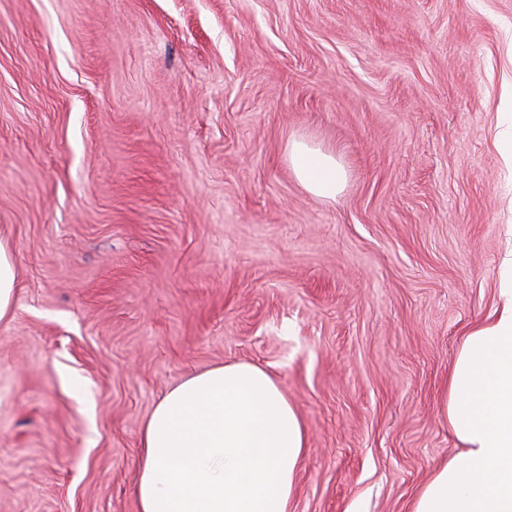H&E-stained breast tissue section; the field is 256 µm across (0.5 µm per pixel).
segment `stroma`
<instances>
[{"label": "stroma", "instance_id": "obj_1", "mask_svg": "<svg viewBox=\"0 0 512 512\" xmlns=\"http://www.w3.org/2000/svg\"><path fill=\"white\" fill-rule=\"evenodd\" d=\"M510 122L512 0H0V512H138L155 404L234 361L305 426L290 512H409L462 451ZM290 160L300 181L315 196L334 199L345 180L343 168L330 154L314 151L303 143H294ZM15 282L12 254L0 239V320L8 317L13 309Z\"/></svg>", "mask_w": 512, "mask_h": 512}]
</instances>
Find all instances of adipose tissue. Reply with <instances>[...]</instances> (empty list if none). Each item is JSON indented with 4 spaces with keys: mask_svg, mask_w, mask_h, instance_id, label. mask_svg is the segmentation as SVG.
I'll return each instance as SVG.
<instances>
[{
    "mask_svg": "<svg viewBox=\"0 0 512 512\" xmlns=\"http://www.w3.org/2000/svg\"><path fill=\"white\" fill-rule=\"evenodd\" d=\"M290 160L315 196L345 172L302 143ZM491 320L464 337L438 405L460 457L433 471L410 512H512V246ZM307 433L277 381L231 362L194 374L156 403L141 436L139 512H290Z\"/></svg>",
    "mask_w": 512,
    "mask_h": 512,
    "instance_id": "1",
    "label": "adipose tissue"
}]
</instances>
